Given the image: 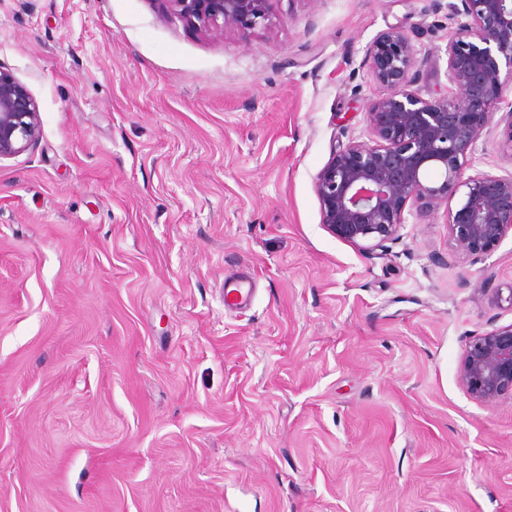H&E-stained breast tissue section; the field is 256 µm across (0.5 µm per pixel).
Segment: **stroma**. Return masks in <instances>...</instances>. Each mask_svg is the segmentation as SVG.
Instances as JSON below:
<instances>
[{"label":"stroma","mask_w":512,"mask_h":512,"mask_svg":"<svg viewBox=\"0 0 512 512\" xmlns=\"http://www.w3.org/2000/svg\"><path fill=\"white\" fill-rule=\"evenodd\" d=\"M447 4L272 0L218 36L156 0H0L40 112L0 160V512H512V399L458 379L512 324V235L461 260L441 208L364 251L314 191L384 93L377 33L446 95ZM501 132L473 171L512 173Z\"/></svg>","instance_id":"1"}]
</instances>
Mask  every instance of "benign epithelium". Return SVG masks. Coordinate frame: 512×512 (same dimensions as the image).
Returning <instances> with one entry per match:
<instances>
[{"instance_id": "1", "label": "benign epithelium", "mask_w": 512, "mask_h": 512, "mask_svg": "<svg viewBox=\"0 0 512 512\" xmlns=\"http://www.w3.org/2000/svg\"><path fill=\"white\" fill-rule=\"evenodd\" d=\"M186 23L213 31L267 26L270 0H160ZM446 77L450 94L425 98L415 88L418 50L401 28L366 46L367 74L385 88L366 112L367 139L333 152L314 180L321 224L363 250H387L399 239L406 209L445 207L460 259L492 252L512 233V174H466L476 141L502 96L501 66L512 74V0H448ZM39 107L14 74L0 66V159L30 148ZM439 170L438 186L425 181ZM459 380L476 401L512 397V325L469 341Z\"/></svg>"}]
</instances>
